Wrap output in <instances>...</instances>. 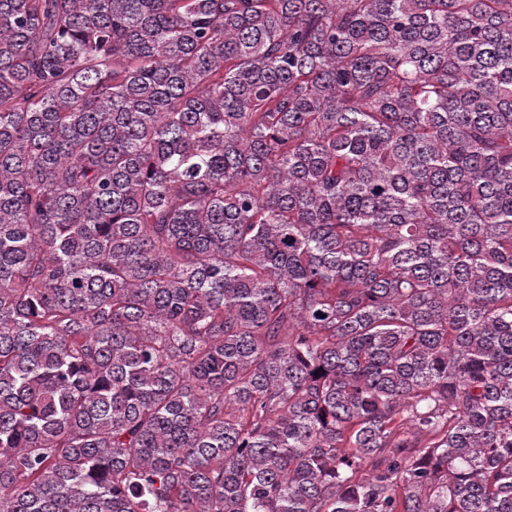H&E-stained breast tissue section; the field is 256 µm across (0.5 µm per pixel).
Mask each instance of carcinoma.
<instances>
[{
  "label": "carcinoma",
  "mask_w": 512,
  "mask_h": 512,
  "mask_svg": "<svg viewBox=\"0 0 512 512\" xmlns=\"http://www.w3.org/2000/svg\"><path fill=\"white\" fill-rule=\"evenodd\" d=\"M0 512H512V0H0Z\"/></svg>",
  "instance_id": "carcinoma-1"
}]
</instances>
